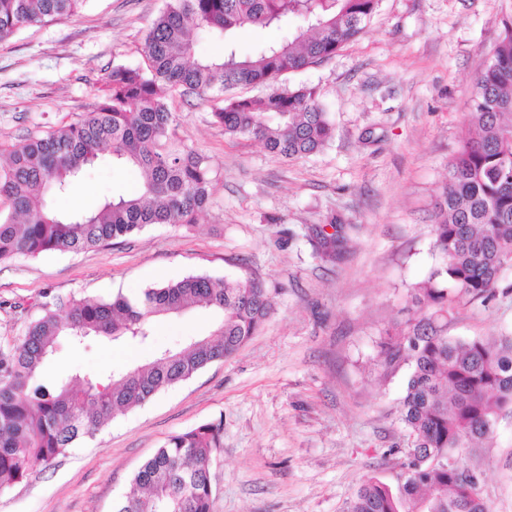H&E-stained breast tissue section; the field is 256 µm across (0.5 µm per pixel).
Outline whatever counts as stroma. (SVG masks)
Segmentation results:
<instances>
[{
    "mask_svg": "<svg viewBox=\"0 0 512 512\" xmlns=\"http://www.w3.org/2000/svg\"><path fill=\"white\" fill-rule=\"evenodd\" d=\"M165 0H84L71 17L0 43V143L72 123L98 102L112 66L144 65ZM512 16V0H381L364 33L334 56L282 77L316 87L332 141L302 159L227 137L209 97L172 96L178 138L217 176L191 229L152 225L78 253L0 264V341L20 336L40 293L136 296L192 274L262 280L274 308L231 358L112 416L51 466L0 495V512H115L133 477L171 435L215 419L224 446L211 469L215 512H342L364 478L392 484L411 440L400 420L407 367L382 375L381 334L411 311L409 289L435 263L431 224L458 148L475 76ZM141 174L103 152L60 211L96 209ZM342 225L333 264L309 235ZM492 300L466 306L447 336L512 334V269ZM213 329L196 306L159 319L149 345L61 343L45 381L117 372ZM491 512H512V414L464 458Z\"/></svg>",
    "mask_w": 512,
    "mask_h": 512,
    "instance_id": "stroma-1",
    "label": "stroma"
}]
</instances>
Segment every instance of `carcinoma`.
<instances>
[{"label":"carcinoma","mask_w":512,"mask_h":512,"mask_svg":"<svg viewBox=\"0 0 512 512\" xmlns=\"http://www.w3.org/2000/svg\"><path fill=\"white\" fill-rule=\"evenodd\" d=\"M380 0H169L145 38L146 67L118 65L102 100L79 120L0 144V263L17 256L79 252L125 239L148 226L192 227L213 195L207 159L176 144L169 97L219 100L214 123L229 136L248 135L285 159L320 151L334 126L317 89L277 87L276 80L318 64L359 37ZM83 0H0V41L20 30L76 14ZM301 26L247 57L234 37L245 27ZM224 40V53L197 58L188 25ZM267 86L261 96L238 88ZM468 129L448 162L433 224L436 261L411 286L413 313L386 330L383 365L409 366L401 421L419 461L401 464L397 482L362 481L345 512H490L478 478L462 458L495 434L512 410V334L469 341L445 335L448 319L495 297L512 269V20L503 22L489 63L476 76ZM112 150V162L140 169L135 191L106 197L95 212L64 213L62 196ZM339 239L319 230L314 254L338 255ZM193 304L217 319L214 337H195L174 351L117 375L76 374L41 381L59 341L89 337L147 343L153 318ZM40 314L15 340L0 344V494L84 438L119 411L148 402L209 364L233 356L264 325L271 292L256 278L214 280L191 275L128 297L65 301L41 293ZM224 422L214 420L170 436L133 478L117 512H214L211 466L223 447Z\"/></svg>","instance_id":"1"}]
</instances>
